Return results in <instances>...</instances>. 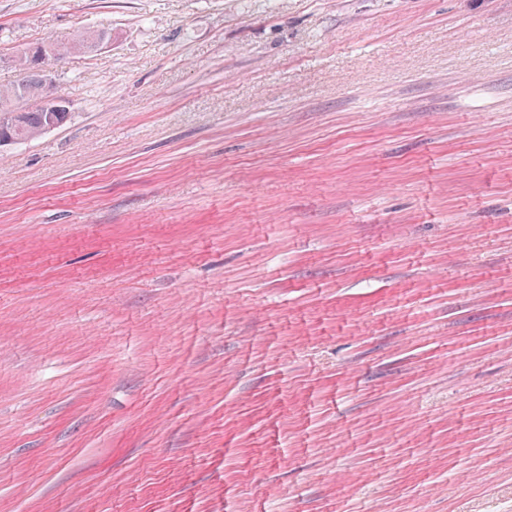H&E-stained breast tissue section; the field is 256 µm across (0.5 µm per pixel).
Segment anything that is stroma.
I'll list each match as a JSON object with an SVG mask.
<instances>
[{
    "mask_svg": "<svg viewBox=\"0 0 512 512\" xmlns=\"http://www.w3.org/2000/svg\"><path fill=\"white\" fill-rule=\"evenodd\" d=\"M71 120L0 148V512H512V0H0Z\"/></svg>",
    "mask_w": 512,
    "mask_h": 512,
    "instance_id": "obj_1",
    "label": "stroma"
}]
</instances>
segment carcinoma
Instances as JSON below:
<instances>
[{
	"label": "carcinoma",
	"mask_w": 512,
	"mask_h": 512,
	"mask_svg": "<svg viewBox=\"0 0 512 512\" xmlns=\"http://www.w3.org/2000/svg\"><path fill=\"white\" fill-rule=\"evenodd\" d=\"M101 32L81 35L68 45L44 42L46 52L57 57L74 50L92 51L101 44ZM24 76L12 87L0 91V139L7 138L13 144L35 139L45 131L60 127L68 121V112H46L38 101L46 95L48 75L30 62L29 53L19 57ZM34 101L27 111L20 112V103Z\"/></svg>",
	"instance_id": "carcinoma-1"
}]
</instances>
